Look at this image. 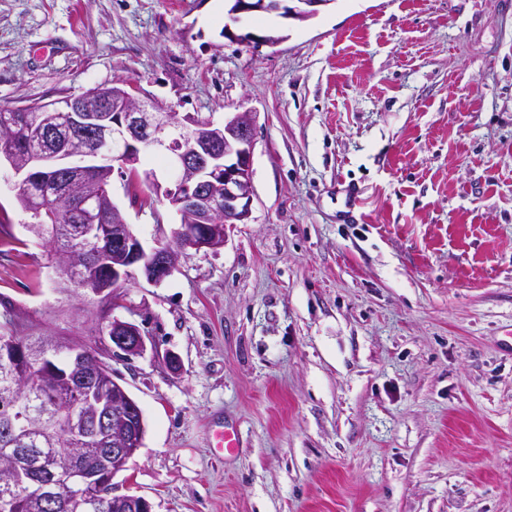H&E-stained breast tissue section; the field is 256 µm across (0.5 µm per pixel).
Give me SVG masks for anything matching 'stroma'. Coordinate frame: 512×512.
Wrapping results in <instances>:
<instances>
[{"label": "stroma", "mask_w": 512, "mask_h": 512, "mask_svg": "<svg viewBox=\"0 0 512 512\" xmlns=\"http://www.w3.org/2000/svg\"><path fill=\"white\" fill-rule=\"evenodd\" d=\"M226 0H0V105L117 79L178 116L255 117L249 220L136 276L111 362L146 431L114 491L151 512H512V0H333L224 36ZM355 186V221L338 184ZM0 169V295L97 346ZM114 199L145 248L179 218ZM177 365H170V357ZM237 423L233 456L210 445ZM106 333L111 358H130L145 350V337L135 323L112 318V325L106 327Z\"/></svg>", "instance_id": "stroma-1"}]
</instances>
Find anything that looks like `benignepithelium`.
I'll return each instance as SVG.
<instances>
[{
    "mask_svg": "<svg viewBox=\"0 0 512 512\" xmlns=\"http://www.w3.org/2000/svg\"><path fill=\"white\" fill-rule=\"evenodd\" d=\"M233 21L256 13H277L284 18L304 22L316 17L333 0H228ZM224 36L241 43L276 45L282 37L274 34L235 33L224 26ZM33 106L6 107L3 131L26 124ZM33 132V157L18 166L13 139L0 140V167L18 178V190L25 191L26 211L39 221L51 199L60 202L71 196L84 198L86 210L77 213L76 227L70 237L84 243L79 254L81 264L71 281L77 289L110 304L112 291L141 273L159 284L173 272L179 256L188 248L219 249L225 235L218 225L243 224L250 217L253 203L252 154L254 121L252 113L238 112L222 124L193 116L177 118L162 103L151 98L135 84L116 80L112 85L94 87L64 101L61 106L38 105ZM114 140L122 144L117 159H112L101 144ZM149 153L165 154L176 176L159 178L156 171L143 168ZM65 169L68 179L56 185L55 172ZM141 170L157 200L168 204L181 224H196L192 233L178 231L176 246L159 242L146 250L114 201L113 173L123 176ZM112 240V274L97 269L88 253L94 241ZM110 356L130 358L140 355L146 346L140 328L128 321L112 319L106 327ZM52 345H61L63 357L44 354L37 358L17 353L14 359L25 366L22 378L27 385L46 388L57 381L65 383L69 397L66 434L79 432L103 440L98 449L100 467L89 472L81 461L86 449L69 448L60 454L55 448L40 449V458L50 464H32L31 449L0 450V488L6 491L3 505L19 495L38 502L45 512H81L83 500L108 501L125 512H151L143 498L114 494L113 479L127 468L142 445L145 422L142 409L124 386L112 381L107 395L100 370L90 361V353L81 341L59 336L48 337Z\"/></svg>",
    "mask_w": 512,
    "mask_h": 512,
    "instance_id": "7a95c632",
    "label": "benign epithelium"
}]
</instances>
